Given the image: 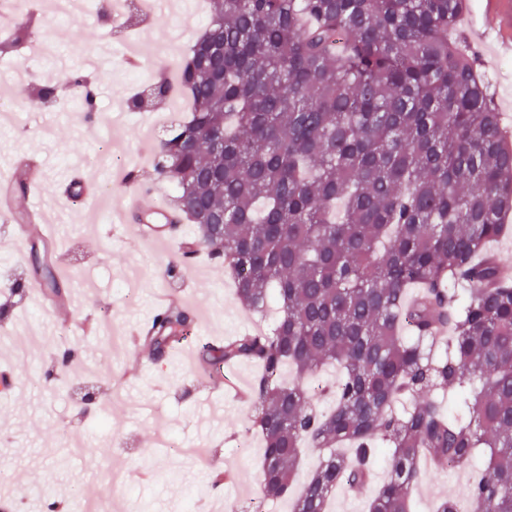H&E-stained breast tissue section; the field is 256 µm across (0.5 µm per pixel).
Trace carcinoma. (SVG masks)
<instances>
[{"label": "carcinoma", "instance_id": "carcinoma-1", "mask_svg": "<svg viewBox=\"0 0 512 512\" xmlns=\"http://www.w3.org/2000/svg\"><path fill=\"white\" fill-rule=\"evenodd\" d=\"M18 15L0 56L33 34ZM180 66L192 104L157 146L152 180L201 250L229 270L241 305L275 301L268 330L204 340L212 372L256 363L249 428L263 440L261 493L292 489L301 442L320 462L294 512H326L336 488L387 480L368 512H411L439 467L474 473L467 508L512 512V260L489 255L512 213V144L489 85L453 38L467 0H209ZM97 111L79 69L63 73ZM35 107L56 103L44 83ZM48 244L30 242L32 281L64 295ZM179 303L146 337L152 359L189 334ZM342 377L321 412L306 378ZM290 365L297 380L287 383Z\"/></svg>", "mask_w": 512, "mask_h": 512}]
</instances>
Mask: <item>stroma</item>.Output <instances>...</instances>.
I'll return each instance as SVG.
<instances>
[{
	"label": "stroma",
	"mask_w": 512,
	"mask_h": 512,
	"mask_svg": "<svg viewBox=\"0 0 512 512\" xmlns=\"http://www.w3.org/2000/svg\"><path fill=\"white\" fill-rule=\"evenodd\" d=\"M179 4L136 28L124 20L87 13L78 22L37 9V35L52 41L55 54L32 61L26 48L0 56V178L13 174L17 154L37 152L45 181L34 199L58 224L55 265L76 285L78 307L67 315L48 312L39 290L17 301L12 282L28 268V249L8 241L9 220L0 218V365L12 368L19 390L0 397V488L16 497L14 512H45L37 489L58 499H88L97 491L104 512H291L292 500L261 502V442L248 429L250 403L226 396L227 384H251L259 368L250 363L224 367L220 378L201 375L193 348L199 339H220L251 330L254 321L239 303L223 264L199 255L175 280L165 272L176 258L173 246L136 243L120 223H101L89 201L56 194L58 179L79 167L102 179L101 191L119 211L128 190L127 175L140 188L169 203L170 185L151 178L156 149L148 123L161 128L187 120L191 105L179 91L170 98L129 113L123 125L89 132L74 120L76 92L59 89L61 105L32 108L34 85L59 72L83 66L86 57L113 49L116 60L93 73L100 112L125 103L156 74L177 78L178 65L196 38L188 32L179 45L171 40L179 23ZM496 15L489 0H469L456 30L462 50L472 56L491 86L504 134L512 140V53L500 47ZM172 288L195 319L193 338L161 361L129 337L152 312L158 290ZM96 334L76 340L82 320ZM79 344L82 362L61 374L56 387L45 381L47 362L57 348ZM164 427L173 448L155 447ZM155 471L145 484L113 488V471ZM229 479L212 486L211 472ZM469 471L450 469L421 485L413 496L416 512H429L437 499L465 500Z\"/></svg>",
	"instance_id": "1"
}]
</instances>
